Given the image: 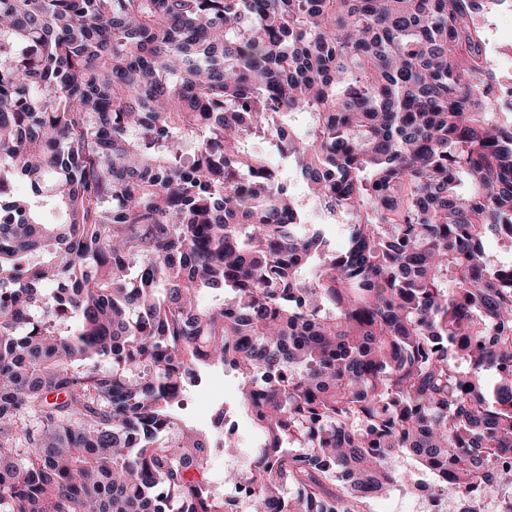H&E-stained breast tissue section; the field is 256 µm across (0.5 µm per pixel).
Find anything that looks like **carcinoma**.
<instances>
[{
    "instance_id": "carcinoma-1",
    "label": "carcinoma",
    "mask_w": 512,
    "mask_h": 512,
    "mask_svg": "<svg viewBox=\"0 0 512 512\" xmlns=\"http://www.w3.org/2000/svg\"><path fill=\"white\" fill-rule=\"evenodd\" d=\"M506 2L0 0V512H365L405 458L512 490ZM485 49L494 61L497 76L512 75V11L503 8L488 16L486 29L483 28ZM235 399L236 384L232 375L213 371L206 384L188 397L183 415L193 425L209 429L216 408L222 403L228 407Z\"/></svg>"
}]
</instances>
